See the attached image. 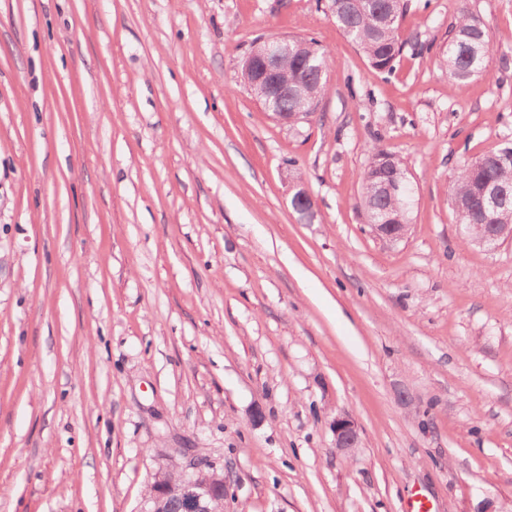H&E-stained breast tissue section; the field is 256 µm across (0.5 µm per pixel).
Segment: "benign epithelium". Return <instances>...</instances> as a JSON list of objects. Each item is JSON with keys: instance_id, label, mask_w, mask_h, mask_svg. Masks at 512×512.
I'll list each match as a JSON object with an SVG mask.
<instances>
[{"instance_id": "1", "label": "benign epithelium", "mask_w": 512, "mask_h": 512, "mask_svg": "<svg viewBox=\"0 0 512 512\" xmlns=\"http://www.w3.org/2000/svg\"><path fill=\"white\" fill-rule=\"evenodd\" d=\"M287 50L286 37H272L255 46V68L259 73L255 86L258 88L259 97L269 99L288 89V84L279 77L280 56ZM393 164V156H381L377 163L379 173L373 176L377 180L380 193L390 197H395L410 187L408 183L380 176V173ZM371 227L379 236L389 240L400 239L406 229L404 224L387 223V218L382 215L375 218ZM511 238L512 226L508 224H485L473 236L474 242L490 248L502 239ZM331 429L336 450L350 453L359 447L358 425L350 416H336ZM224 489V471L215 465L204 471L197 465L196 458L192 457L179 470L161 472L155 477L148 498V512H224Z\"/></svg>"}]
</instances>
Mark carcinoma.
<instances>
[{"label": "carcinoma", "mask_w": 512, "mask_h": 512, "mask_svg": "<svg viewBox=\"0 0 512 512\" xmlns=\"http://www.w3.org/2000/svg\"><path fill=\"white\" fill-rule=\"evenodd\" d=\"M408 0H329L336 25L355 43L380 72L390 73L401 58L407 41L400 37V22ZM448 78L466 81L492 73L489 40L485 29L468 10L458 9L457 21L448 30V45L442 51ZM328 54L313 38L292 37L282 69L288 76L289 92L264 107L267 112H301L307 120L319 110L328 92ZM498 184L505 192L504 207L495 214L481 205L483 187ZM364 201L375 210H387L407 219L410 200L404 196L380 198L371 185L363 184ZM452 205L460 224H507L512 221V147L492 148L479 159L461 164L449 186Z\"/></svg>", "instance_id": "cac0c4a2"}]
</instances>
